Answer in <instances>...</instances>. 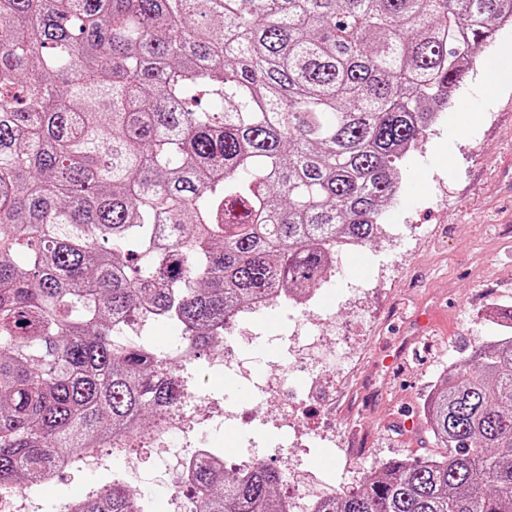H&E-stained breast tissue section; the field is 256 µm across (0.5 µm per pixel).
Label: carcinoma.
Wrapping results in <instances>:
<instances>
[{"label": "carcinoma", "instance_id": "carcinoma-1", "mask_svg": "<svg viewBox=\"0 0 512 512\" xmlns=\"http://www.w3.org/2000/svg\"><path fill=\"white\" fill-rule=\"evenodd\" d=\"M512 0H0V496L181 397L258 297H306L382 233L408 145ZM210 96L224 111L198 107ZM439 452L315 512H512V336L427 403ZM283 474L195 464L197 512H290ZM78 512H144L119 482ZM180 334L177 327L168 324H148L142 331V335L151 344H156L154 349L157 352L165 351L173 336H178L172 346L164 352L167 362L174 364L176 367L186 365L184 354L187 352V347L183 338L185 336H179Z\"/></svg>", "mask_w": 512, "mask_h": 512}]
</instances>
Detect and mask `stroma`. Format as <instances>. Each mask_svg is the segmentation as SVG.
I'll list each match as a JSON object with an SVG mask.
<instances>
[{
  "label": "stroma",
  "mask_w": 512,
  "mask_h": 512,
  "mask_svg": "<svg viewBox=\"0 0 512 512\" xmlns=\"http://www.w3.org/2000/svg\"><path fill=\"white\" fill-rule=\"evenodd\" d=\"M505 43L512 44V29L485 44L455 105L405 161L400 194L385 207V234L341 253L340 269L320 297L322 334H342L350 343L327 363L301 427L328 431L335 446L317 440L281 447V434L256 398L258 384L285 354L277 340L279 311L241 324L244 333L261 336L242 350L249 378L211 372L207 356L195 360L193 386L255 410L250 425L212 429L209 437L219 448L253 449L262 464L282 470L279 495H287L292 479L347 494L390 459L435 453L418 419L422 399L475 347L499 337L500 313L512 307V68L493 70L495 50ZM492 73L494 93L479 95ZM467 103L474 118L463 122L460 107ZM419 313L432 314L430 329L419 327ZM163 469L159 460L138 468L132 490L146 512H169L158 489ZM124 476L120 468L102 474L73 468L36 496L43 512H58L60 497L93 493Z\"/></svg>",
  "instance_id": "1"
}]
</instances>
